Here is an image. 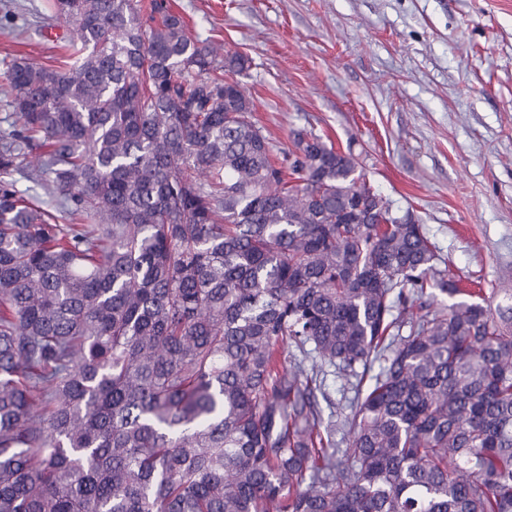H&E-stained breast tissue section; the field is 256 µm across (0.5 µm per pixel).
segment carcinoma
<instances>
[{
	"instance_id": "carcinoma-1",
	"label": "carcinoma",
	"mask_w": 512,
	"mask_h": 512,
	"mask_svg": "<svg viewBox=\"0 0 512 512\" xmlns=\"http://www.w3.org/2000/svg\"><path fill=\"white\" fill-rule=\"evenodd\" d=\"M52 17L3 72L0 512H512V323L435 307L424 225L318 135L276 163L167 0Z\"/></svg>"
}]
</instances>
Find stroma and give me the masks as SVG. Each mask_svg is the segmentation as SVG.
I'll list each match as a JSON object with an SVG mask.
<instances>
[{
  "mask_svg": "<svg viewBox=\"0 0 512 512\" xmlns=\"http://www.w3.org/2000/svg\"><path fill=\"white\" fill-rule=\"evenodd\" d=\"M189 35L248 60L275 145L358 154L424 225L462 300L512 307V0H169ZM0 0V59L48 65L68 26Z\"/></svg>",
  "mask_w": 512,
  "mask_h": 512,
  "instance_id": "35a3bbf8",
  "label": "stroma"
}]
</instances>
